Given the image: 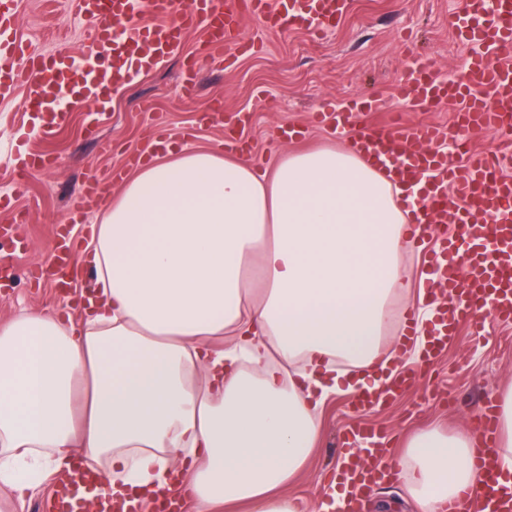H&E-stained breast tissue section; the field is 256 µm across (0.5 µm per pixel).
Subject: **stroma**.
Listing matches in <instances>:
<instances>
[{"mask_svg":"<svg viewBox=\"0 0 512 512\" xmlns=\"http://www.w3.org/2000/svg\"><path fill=\"white\" fill-rule=\"evenodd\" d=\"M458 6L459 0H352L340 26L320 37L270 31L248 17L242 32L256 48L230 68L195 29L156 68L109 90L98 119L90 118V106L78 105L66 125L51 130L26 112L23 88L1 94L0 222L13 224L14 233L0 260L12 265L16 277L0 287V322L21 308H58L64 293L45 275L57 232L81 240L98 210L119 193L123 177L151 157L154 141L217 147L230 134L234 113L244 111L251 122L239 134L250 149L242 159L257 168L297 147L343 145V137L317 121L324 108L391 91L419 56L439 76L460 75L467 51L448 25ZM18 33L27 51L16 61L21 69L27 55L78 56L93 45L92 25L72 0H20ZM195 59L197 75L184 86ZM289 125L305 130L300 143L278 138L280 127ZM106 171L112 174L106 195L85 199V184ZM510 382L512 324H491L480 337L460 325L434 365L388 403L360 410L353 395L331 397L311 461L286 492L302 502L323 499L346 428L361 424L380 432L393 460L403 452L402 439L417 430H475L483 397L498 396Z\"/></svg>","mask_w":512,"mask_h":512,"instance_id":"stroma-1","label":"stroma"}]
</instances>
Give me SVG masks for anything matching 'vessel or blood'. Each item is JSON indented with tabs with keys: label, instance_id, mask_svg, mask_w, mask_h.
I'll use <instances>...</instances> for the list:
<instances>
[{
	"label": "vessel or blood",
	"instance_id": "vessel-or-blood-1",
	"mask_svg": "<svg viewBox=\"0 0 512 512\" xmlns=\"http://www.w3.org/2000/svg\"><path fill=\"white\" fill-rule=\"evenodd\" d=\"M74 5L78 14L97 20L94 41L98 48L111 50V58L36 56L22 73L15 60L24 48L11 27L17 0H0V91L23 85L26 111L45 115L50 128L69 118L65 110H47L53 92L66 90L81 101H101L108 88L123 85L173 54L190 30L203 29L209 44L227 46L224 61L230 66L236 56L253 49L240 35L244 17L256 18L269 29L319 34L336 27L350 0H74ZM138 15L146 16V23H135ZM452 28L467 49L463 76L448 82L425 61H417L399 76L393 100L424 112L448 106L463 129H506L505 118L512 115V0H462ZM390 101L378 95L357 98L323 117L336 133L349 135L352 148L391 167L398 182L419 185L420 224L429 230L439 224L453 227L432 256L435 269L442 272L439 285L448 295V317L430 345L428 357L433 360L454 339L460 322H468L478 335L492 322L512 321V177L501 173L498 159L467 153L462 145L457 151L466 160L456 163L442 148L443 128L370 121V113L389 111ZM477 421L484 445L479 461L483 486L448 512H512V479L498 472L488 446L494 426L491 404H484ZM375 467L370 453L353 463L355 491L349 512H360L366 477ZM97 480L84 466L56 476L48 512H75L80 486Z\"/></svg>",
	"mask_w": 512,
	"mask_h": 512
}]
</instances>
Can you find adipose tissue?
<instances>
[{"label":"adipose tissue","mask_w":512,"mask_h":512,"mask_svg":"<svg viewBox=\"0 0 512 512\" xmlns=\"http://www.w3.org/2000/svg\"><path fill=\"white\" fill-rule=\"evenodd\" d=\"M399 185L352 148L284 153L259 171L221 149L166 147L89 225L80 318L23 310L0 323V512L71 469L150 506L179 478L189 512H304L286 494L333 395L421 360L441 300L412 294L419 235ZM512 477V385L495 411ZM479 441L411 436L397 474L417 512L477 490Z\"/></svg>","instance_id":"obj_1"}]
</instances>
